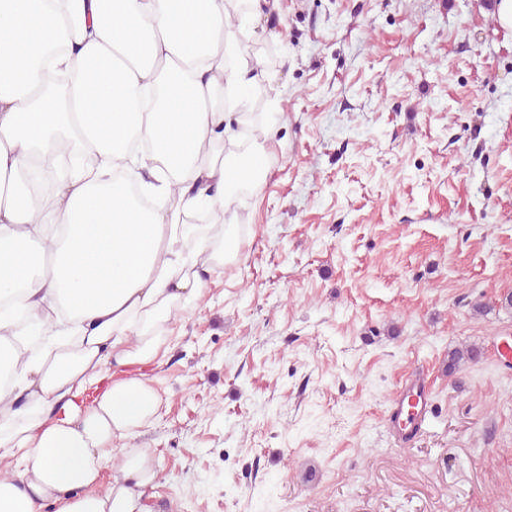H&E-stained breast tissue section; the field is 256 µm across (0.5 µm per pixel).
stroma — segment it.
Listing matches in <instances>:
<instances>
[{
	"instance_id": "stroma-1",
	"label": "stroma",
	"mask_w": 512,
	"mask_h": 512,
	"mask_svg": "<svg viewBox=\"0 0 512 512\" xmlns=\"http://www.w3.org/2000/svg\"><path fill=\"white\" fill-rule=\"evenodd\" d=\"M272 133L172 324L149 512H512V31L496 0H247ZM478 362L448 371V354ZM427 423L388 414L405 378Z\"/></svg>"
}]
</instances>
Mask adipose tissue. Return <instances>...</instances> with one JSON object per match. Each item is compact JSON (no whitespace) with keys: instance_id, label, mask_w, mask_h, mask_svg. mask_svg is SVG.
<instances>
[{"instance_id":"obj_1","label":"adipose tissue","mask_w":512,"mask_h":512,"mask_svg":"<svg viewBox=\"0 0 512 512\" xmlns=\"http://www.w3.org/2000/svg\"><path fill=\"white\" fill-rule=\"evenodd\" d=\"M237 52L224 0H0V300L27 309L0 307V512H144L157 465L125 442L160 403L143 369L215 257L188 218L232 199L224 88L253 82L225 70ZM70 146L96 165L65 164Z\"/></svg>"}]
</instances>
